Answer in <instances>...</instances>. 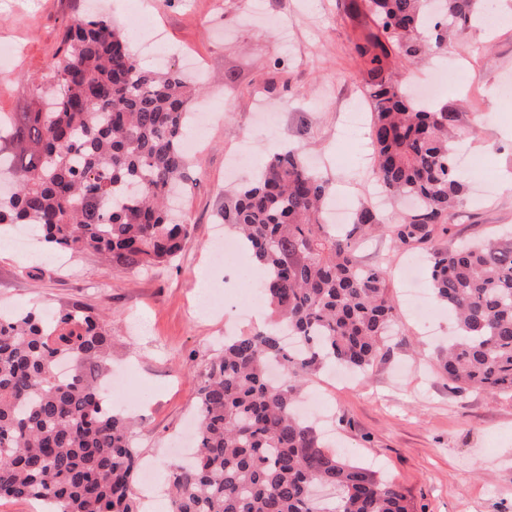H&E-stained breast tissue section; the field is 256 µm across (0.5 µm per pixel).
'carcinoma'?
<instances>
[{
  "mask_svg": "<svg viewBox=\"0 0 512 512\" xmlns=\"http://www.w3.org/2000/svg\"><path fill=\"white\" fill-rule=\"evenodd\" d=\"M375 22L355 51L367 66L376 184L413 202L397 224L360 206L350 227L325 222L331 179L295 149L275 153L235 189L221 218L266 271L271 314L224 338L198 375L194 463L168 464L170 512H414L401 490L324 448L294 411L326 364L366 373L395 334L388 264L361 265L374 232L428 254L435 297L457 323L440 370L453 388L512 394V233L452 250L432 243L467 201L456 163V112L398 83L478 15V0H361ZM40 95L45 110L0 115V225L31 226L53 250L92 251L113 266L170 261L189 236L170 216L171 191L191 179L182 149L190 105L204 93L178 69L147 70L105 15L70 19ZM302 342L292 352L283 336ZM61 358L69 376H56ZM112 330L100 314L0 312V499L46 512H141L140 453L125 418L104 408Z\"/></svg>",
  "mask_w": 512,
  "mask_h": 512,
  "instance_id": "cac0c4a2",
  "label": "carcinoma"
}]
</instances>
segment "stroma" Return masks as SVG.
Listing matches in <instances>:
<instances>
[{
    "mask_svg": "<svg viewBox=\"0 0 512 512\" xmlns=\"http://www.w3.org/2000/svg\"><path fill=\"white\" fill-rule=\"evenodd\" d=\"M88 0H0V44L12 57L0 62V113L37 109L33 81L47 73L66 25ZM353 0H115L111 16L125 27L145 68L138 26L156 21L181 66L187 49L204 66L207 88L199 102L212 110V125L190 159L195 181L180 203L190 241L171 263L141 274L106 264L93 253L70 255L63 268L16 251L0 256V310L48 313L75 305L106 315L112 338V370L127 372L135 403L120 406L132 418L134 442L154 460L159 479L190 419L197 412L196 376L224 341L228 323L247 328L266 311L243 283L225 279L209 261L208 246L224 196L250 180L284 147L300 148L309 163L335 182L352 206L374 205L372 174L361 167V145L343 137L341 121L365 104L366 74L354 45L373 29ZM480 19L433 63L400 64L404 89L421 92L434 69L461 67L464 82L436 100L459 114L466 136L459 145L463 170L478 169L472 196L449 236L448 250L512 227V0H480ZM291 29L284 47L281 24ZM248 145L250 163L236 174L227 157ZM391 257L389 289L400 333L369 373L328 392L331 370L316 374L300 398H324L321 423L329 425L333 450L393 481L415 512H512V395L454 391L438 372L437 357L454 331L447 309L435 305L428 319L410 309L405 263L417 266L416 287L431 285L417 253L387 237L360 241L356 260L365 266Z\"/></svg>",
    "mask_w": 512,
    "mask_h": 512,
    "instance_id": "stroma-1",
    "label": "stroma"
}]
</instances>
